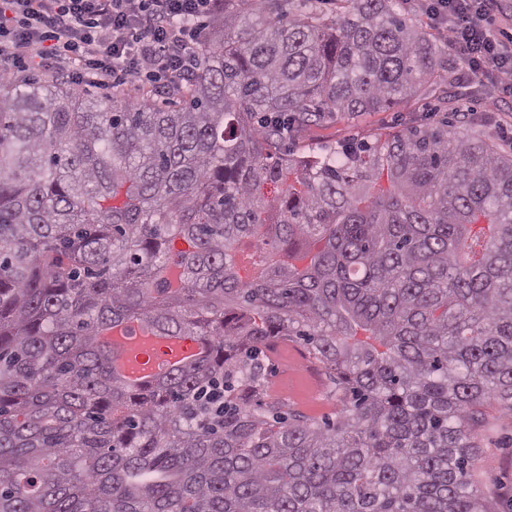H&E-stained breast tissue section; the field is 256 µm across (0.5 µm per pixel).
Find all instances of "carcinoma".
Masks as SVG:
<instances>
[{"mask_svg":"<svg viewBox=\"0 0 512 512\" xmlns=\"http://www.w3.org/2000/svg\"><path fill=\"white\" fill-rule=\"evenodd\" d=\"M301 2L236 0L174 106L0 94V512H488L469 425L512 401V153L446 122L282 153L448 70L395 0ZM134 321L199 351L130 385L99 336ZM272 336L335 421L263 401Z\"/></svg>","mask_w":512,"mask_h":512,"instance_id":"1","label":"carcinoma"}]
</instances>
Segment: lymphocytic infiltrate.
Masks as SVG:
<instances>
[{"label":"lymphocytic infiltrate","mask_w":512,"mask_h":512,"mask_svg":"<svg viewBox=\"0 0 512 512\" xmlns=\"http://www.w3.org/2000/svg\"><path fill=\"white\" fill-rule=\"evenodd\" d=\"M224 0H0V79L78 71L88 86L139 81L175 93L196 73L205 21ZM498 0H427L425 11L469 75L512 94V40L488 27Z\"/></svg>","instance_id":"f902f5d3"}]
</instances>
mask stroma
<instances>
[{"label":"stroma","mask_w":512,"mask_h":512,"mask_svg":"<svg viewBox=\"0 0 512 512\" xmlns=\"http://www.w3.org/2000/svg\"><path fill=\"white\" fill-rule=\"evenodd\" d=\"M448 87L438 90L426 85L414 97L382 112L354 116L327 114L296 133L290 142L293 153L313 148L345 145L370 135L398 133L419 125H434L441 119L480 133L503 150L498 124L465 120L468 112H483L489 99H500V122H512V97H502L490 78L475 79L465 74L456 56L448 58ZM268 393L290 408L320 420L335 419L339 410L325 369L310 358L303 342L277 341L272 354ZM476 457L470 482L490 512H512V409L495 403L486 407L482 419L471 431Z\"/></svg>","instance_id":"1"}]
</instances>
